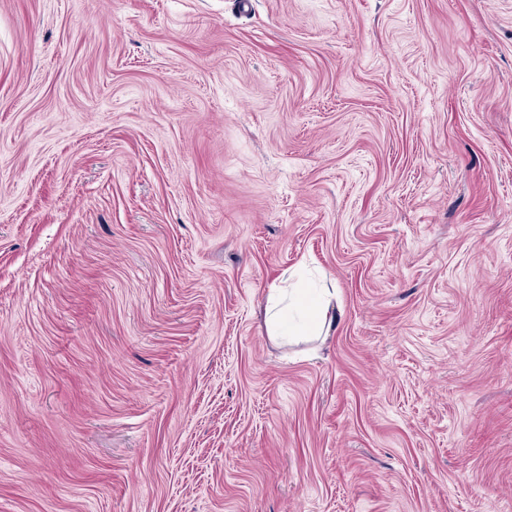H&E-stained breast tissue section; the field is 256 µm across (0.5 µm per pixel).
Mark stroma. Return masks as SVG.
Instances as JSON below:
<instances>
[{
  "instance_id": "35a3bbf8",
  "label": "stroma",
  "mask_w": 512,
  "mask_h": 512,
  "mask_svg": "<svg viewBox=\"0 0 512 512\" xmlns=\"http://www.w3.org/2000/svg\"><path fill=\"white\" fill-rule=\"evenodd\" d=\"M0 512H512V0H0ZM333 303L336 287L326 276H309L302 269L285 272L266 289V334L276 344L291 343L297 337L312 341L327 336Z\"/></svg>"
}]
</instances>
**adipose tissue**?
Segmentation results:
<instances>
[{"label": "adipose tissue", "instance_id": "1", "mask_svg": "<svg viewBox=\"0 0 512 512\" xmlns=\"http://www.w3.org/2000/svg\"><path fill=\"white\" fill-rule=\"evenodd\" d=\"M336 287L326 276H311L300 269L289 272L266 290L264 323L267 336L277 344L326 335Z\"/></svg>", "mask_w": 512, "mask_h": 512}]
</instances>
